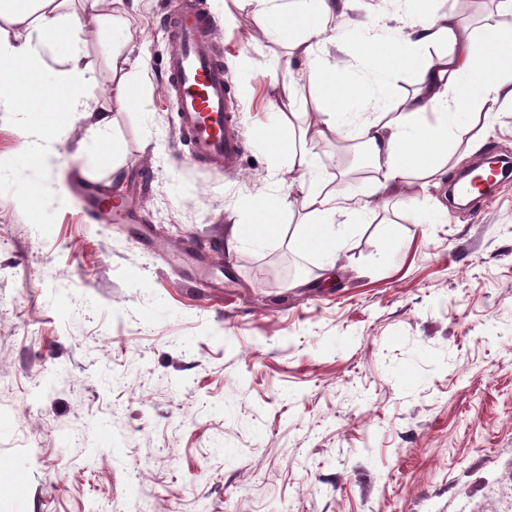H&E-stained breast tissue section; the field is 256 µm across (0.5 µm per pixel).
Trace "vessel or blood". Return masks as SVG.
<instances>
[{
	"label": "vessel or blood",
	"instance_id": "1",
	"mask_svg": "<svg viewBox=\"0 0 512 512\" xmlns=\"http://www.w3.org/2000/svg\"><path fill=\"white\" fill-rule=\"evenodd\" d=\"M214 25L205 0H183L179 14L164 22L169 51L164 63L166 92L178 116V130L198 159L232 166L244 150L230 126L233 98L208 33ZM88 216L133 220L125 198L94 194Z\"/></svg>",
	"mask_w": 512,
	"mask_h": 512
}]
</instances>
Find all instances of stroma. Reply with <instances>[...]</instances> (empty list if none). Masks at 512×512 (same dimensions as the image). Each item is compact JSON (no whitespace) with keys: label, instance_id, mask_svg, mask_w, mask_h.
Returning <instances> with one entry per match:
<instances>
[{"label":"stroma","instance_id":"1","mask_svg":"<svg viewBox=\"0 0 512 512\" xmlns=\"http://www.w3.org/2000/svg\"><path fill=\"white\" fill-rule=\"evenodd\" d=\"M181 0H116L129 30L85 19L120 170L86 150L90 122L0 112V512H503L512 501V177L434 220L377 205L332 280L288 238L299 216L287 149L270 151L273 79L288 46L247 0H207L245 149L222 172L177 132L159 25ZM337 19L350 66L358 19ZM137 59L125 102L112 48ZM51 125L60 157L22 182V132ZM308 149L346 191H369L343 142ZM120 186L136 224H90L80 186ZM280 203L277 235L224 249L226 225Z\"/></svg>","mask_w":512,"mask_h":512}]
</instances>
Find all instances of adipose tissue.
<instances>
[{
	"mask_svg": "<svg viewBox=\"0 0 512 512\" xmlns=\"http://www.w3.org/2000/svg\"><path fill=\"white\" fill-rule=\"evenodd\" d=\"M250 20L273 42L287 41L289 62L309 65L306 77L286 78L280 96L287 110L285 127L299 126L301 138L357 139L364 149L378 193L407 204L411 186L439 184L448 173V159L457 150L471 154L484 144L479 124L505 105H512V30L488 27L479 37L455 11L438 14L426 0H402L404 18L395 27L380 29L376 19L363 22L357 57L362 64L351 77L330 63H315V50L330 40L336 18L357 9L360 0H289L270 6L255 0ZM92 12L98 25L125 26L114 13L112 0H0V20L18 29L15 38L0 35V85H10L11 97L0 96V112L32 101L46 112L92 118L97 142L107 141L106 115L93 113L85 97L92 78L81 38L83 16ZM414 69L413 93L389 92L394 71L387 57ZM312 98L315 119L301 120L295 107ZM290 166L309 177L296 204L302 214L300 230L290 247L314 250L324 257L322 272L333 270L347 245L337 230V212L365 218L372 203L345 204L340 184L320 177L306 147L289 150ZM273 202L253 211L252 224H232L224 231L226 251H239L247 240L276 234L270 214Z\"/></svg>",
	"mask_w": 512,
	"mask_h": 512,
	"instance_id": "ef3b65f1",
	"label": "adipose tissue"
}]
</instances>
